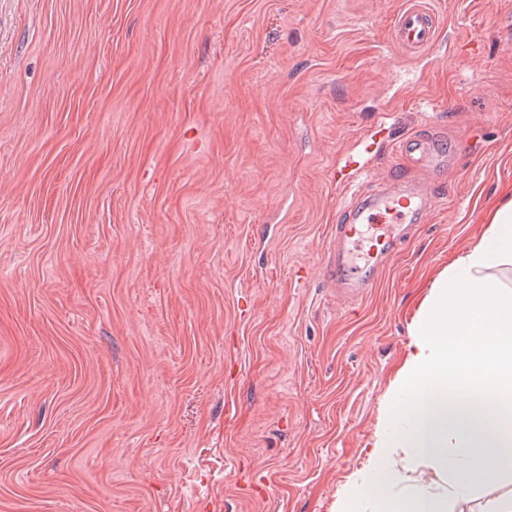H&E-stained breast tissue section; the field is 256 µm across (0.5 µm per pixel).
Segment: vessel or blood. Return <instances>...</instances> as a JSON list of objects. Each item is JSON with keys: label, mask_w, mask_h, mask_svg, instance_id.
Masks as SVG:
<instances>
[{"label": "vessel or blood", "mask_w": 512, "mask_h": 512, "mask_svg": "<svg viewBox=\"0 0 512 512\" xmlns=\"http://www.w3.org/2000/svg\"><path fill=\"white\" fill-rule=\"evenodd\" d=\"M441 15L430 0H404L391 19L393 43L410 54H427L436 46ZM393 153L414 152L421 175L394 174L380 189L356 194L346 207V221L337 225L330 243L331 276L337 298H352L375 287L397 257L415 225L426 223L436 203V173L452 158L438 141L390 140Z\"/></svg>", "instance_id": "vessel-or-blood-1"}]
</instances>
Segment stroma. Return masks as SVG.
I'll list each match as a JSON object with an SVG mask.
<instances>
[{"mask_svg":"<svg viewBox=\"0 0 512 512\" xmlns=\"http://www.w3.org/2000/svg\"><path fill=\"white\" fill-rule=\"evenodd\" d=\"M0 0V512H336L439 273L512 198V0ZM456 167L381 282L336 164ZM368 191L393 171L367 158ZM441 28V15L428 0L403 1L390 26L393 43L410 54H429Z\"/></svg>","mask_w":512,"mask_h":512,"instance_id":"obj_1","label":"stroma"}]
</instances>
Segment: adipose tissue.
<instances>
[{
    "label": "adipose tissue",
    "mask_w": 512,
    "mask_h": 512,
    "mask_svg": "<svg viewBox=\"0 0 512 512\" xmlns=\"http://www.w3.org/2000/svg\"><path fill=\"white\" fill-rule=\"evenodd\" d=\"M427 467L436 487L390 497ZM512 475V200L430 286L365 466L336 512H453Z\"/></svg>",
    "instance_id": "adipose-tissue-1"
}]
</instances>
